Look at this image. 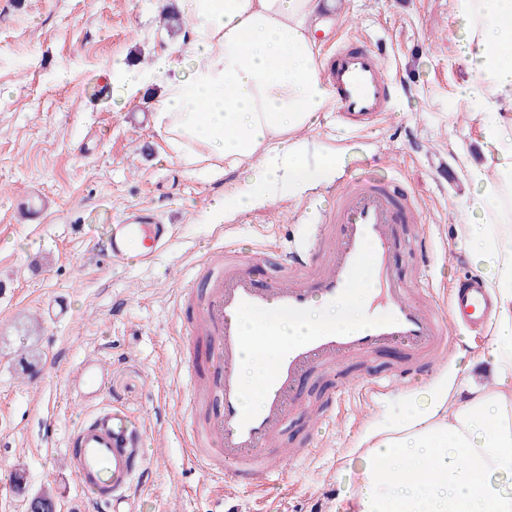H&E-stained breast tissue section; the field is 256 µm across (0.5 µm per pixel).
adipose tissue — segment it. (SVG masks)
Returning <instances> with one entry per match:
<instances>
[{
    "label": "adipose tissue",
    "instance_id": "ef3b65f1",
    "mask_svg": "<svg viewBox=\"0 0 512 512\" xmlns=\"http://www.w3.org/2000/svg\"><path fill=\"white\" fill-rule=\"evenodd\" d=\"M188 24L186 50L170 48L149 66L113 61L117 99L152 93L154 129L188 168L221 177L241 173L244 188L218 197L212 223L227 212L270 202L327 179L342 163L326 152L318 167L300 138L331 103L315 38L319 0H175ZM460 52L470 74L458 89L481 116L488 162L470 168L465 227L469 256L497 302L493 334L481 354L493 385L421 398L367 435L363 464L338 512H512V0H453ZM367 276L335 303L258 326L241 370L247 408L289 344L323 326L357 329L369 319Z\"/></svg>",
    "mask_w": 512,
    "mask_h": 512
}]
</instances>
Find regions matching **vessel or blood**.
Returning a JSON list of instances; mask_svg holds the SVG:
<instances>
[{"label": "vessel or blood", "mask_w": 512, "mask_h": 512, "mask_svg": "<svg viewBox=\"0 0 512 512\" xmlns=\"http://www.w3.org/2000/svg\"><path fill=\"white\" fill-rule=\"evenodd\" d=\"M324 79L343 119L369 124L388 109L393 80L382 54L371 48H336L324 68ZM414 221L411 201L399 199L384 185L353 178L332 196L320 222L310 225L304 245L279 247L284 274L265 287H257L251 276V258L230 248L217 246L204 260L208 290L194 302L185 329L189 340L202 338L208 345V387L218 396L222 414L202 430L187 433L201 471L246 486L278 475L270 451L288 416L301 407L297 383L303 376L398 347L410 359L390 380L408 383L445 355L453 327L485 318L491 298L480 279H465L443 306L394 265L393 255L402 247L417 253L425 250L422 237L409 241L400 231L401 225ZM171 235L170 225L158 218L132 213L110 225L103 247L113 260L123 261L129 239L140 238L143 248L137 260L148 264ZM365 263L370 266L373 304L382 309V318L359 330L321 328L290 345L265 379L258 408L246 409L240 383L247 342L242 315L251 314L264 323L283 314L300 315L315 300L345 296ZM108 376L98 359H86L77 396L99 398ZM65 456L81 488L95 501L115 503L114 512H123V504L130 501L129 489L145 472L138 421L109 405L73 430Z\"/></svg>", "instance_id": "b4317fda"}]
</instances>
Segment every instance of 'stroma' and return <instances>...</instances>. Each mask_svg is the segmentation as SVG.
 Returning a JSON list of instances; mask_svg holds the SVG:
<instances>
[{
  "label": "stroma",
  "instance_id": "stroma-1",
  "mask_svg": "<svg viewBox=\"0 0 512 512\" xmlns=\"http://www.w3.org/2000/svg\"><path fill=\"white\" fill-rule=\"evenodd\" d=\"M323 18L319 55L363 40L386 54L395 93L390 110L350 130L319 114L305 136L308 161L343 154L342 174L390 177L420 211L426 256L400 252L402 271L418 270L438 301L475 268L462 212L474 188L469 168L489 152L479 121L457 95L468 77L458 48L452 0H341ZM174 0H0V512H26L12 485L26 472L29 493L51 486L57 512H109L78 486L66 458L69 434L93 407L70 388L87 357L109 372L99 405L140 421L148 475L132 490L138 512H336L344 476L361 464L367 431L429 388L491 380L479 356L492 323L457 330L448 366L397 388L380 383L403 361L397 347L335 373H314L300 396L322 405L312 424L299 411L281 435L285 448L313 441L286 463L283 479L230 489L193 463L182 432L196 420L181 400L187 363L177 320V291L190 285L201 255L218 240L208 221L214 197L243 187L171 158L151 124L149 96L121 105L100 95L113 60L148 65L186 32L170 35ZM333 184L279 195L264 207L226 215L222 226L243 254L266 242L303 239L317 223ZM146 209L172 226L154 263H115L87 225ZM64 304L58 318L50 309Z\"/></svg>",
  "mask_w": 512,
  "mask_h": 512
}]
</instances>
